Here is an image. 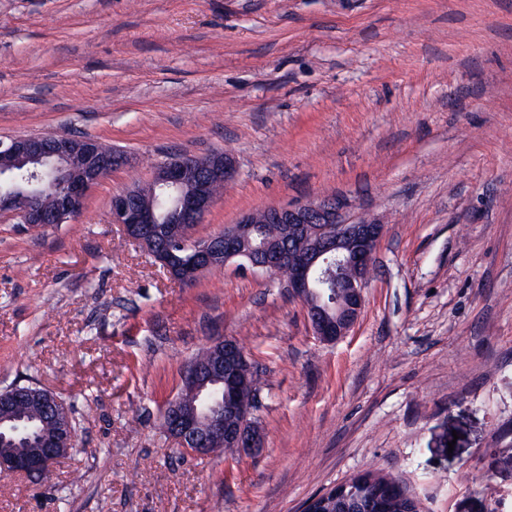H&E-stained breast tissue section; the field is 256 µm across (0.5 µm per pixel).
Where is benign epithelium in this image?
Instances as JSON below:
<instances>
[{"label":"benign epithelium","mask_w":512,"mask_h":512,"mask_svg":"<svg viewBox=\"0 0 512 512\" xmlns=\"http://www.w3.org/2000/svg\"><path fill=\"white\" fill-rule=\"evenodd\" d=\"M124 161L125 158L106 151L99 141L86 136L1 137L0 214L13 213L32 227L69 224L82 214L91 189ZM21 167L48 174L49 181L39 178L23 189L11 180ZM235 176L236 163L228 154L212 155L203 166L191 156L162 161L154 166L149 183L152 191L131 188L112 195V223L131 235L173 280L183 284H190L202 272L231 261L245 269L275 276L288 260L291 273L285 288L306 306L314 334L325 342L346 335L364 306L363 290L383 225L369 221L345 223L334 198L245 213L226 227L218 240H198L190 262L175 272L155 251L158 235L187 237V219L207 213L215 203L214 187L228 184ZM158 187L175 192L176 218L163 226L159 225L153 203V189ZM258 224L288 225V237L310 243V253L290 257L287 245L280 240L256 242ZM210 347L213 356L207 369L219 378L222 387L207 393L206 384L197 382L199 370L194 366L185 369L182 383L195 385L197 404L194 413L186 414L180 409V400L171 402L165 412L171 434L192 455L209 454L211 439H223L239 455H247L262 444L259 430L247 425L251 409L239 400L244 391L252 388L251 381L241 377L238 370L239 363L247 357L232 339L215 341ZM75 436L76 430L61 427L43 437L32 453H0V473L38 477L70 452Z\"/></svg>","instance_id":"obj_1"}]
</instances>
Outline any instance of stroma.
Returning a JSON list of instances; mask_svg holds the SVG:
<instances>
[{
  "mask_svg": "<svg viewBox=\"0 0 512 512\" xmlns=\"http://www.w3.org/2000/svg\"><path fill=\"white\" fill-rule=\"evenodd\" d=\"M126 154L70 224L0 214V391L47 388L77 436L0 512H302L354 475L422 512H512V0H0V137ZM231 152L193 235L333 196L384 226L361 314L314 335L278 277L191 284L112 223L165 156ZM261 372V448L163 432L201 348Z\"/></svg>",
  "mask_w": 512,
  "mask_h": 512,
  "instance_id": "stroma-1",
  "label": "stroma"
}]
</instances>
